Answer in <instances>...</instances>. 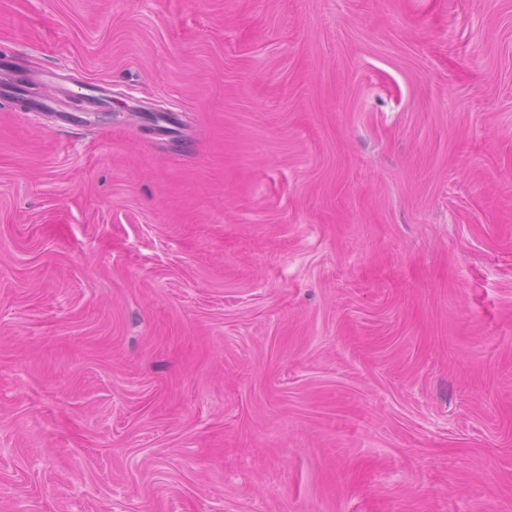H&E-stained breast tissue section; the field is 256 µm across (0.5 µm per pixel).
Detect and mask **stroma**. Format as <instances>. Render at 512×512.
<instances>
[{"label":"stroma","instance_id":"obj_1","mask_svg":"<svg viewBox=\"0 0 512 512\" xmlns=\"http://www.w3.org/2000/svg\"><path fill=\"white\" fill-rule=\"evenodd\" d=\"M2 82L0 512H512V0H0Z\"/></svg>","mask_w":512,"mask_h":512}]
</instances>
